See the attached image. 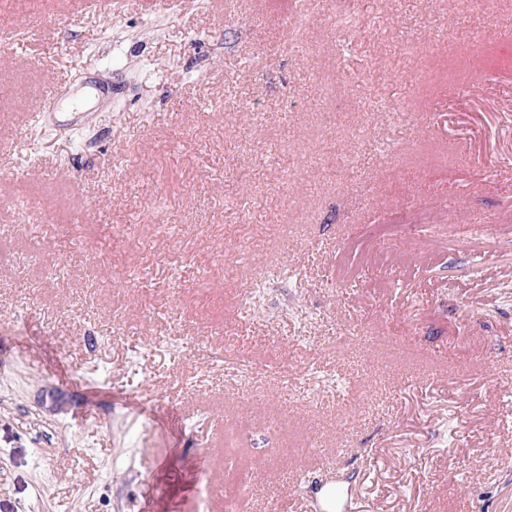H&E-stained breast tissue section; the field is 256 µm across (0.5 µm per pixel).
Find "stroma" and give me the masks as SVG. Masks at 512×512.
<instances>
[{
	"mask_svg": "<svg viewBox=\"0 0 512 512\" xmlns=\"http://www.w3.org/2000/svg\"><path fill=\"white\" fill-rule=\"evenodd\" d=\"M339 2L0 0V512H512V0Z\"/></svg>",
	"mask_w": 512,
	"mask_h": 512,
	"instance_id": "obj_1",
	"label": "stroma"
}]
</instances>
